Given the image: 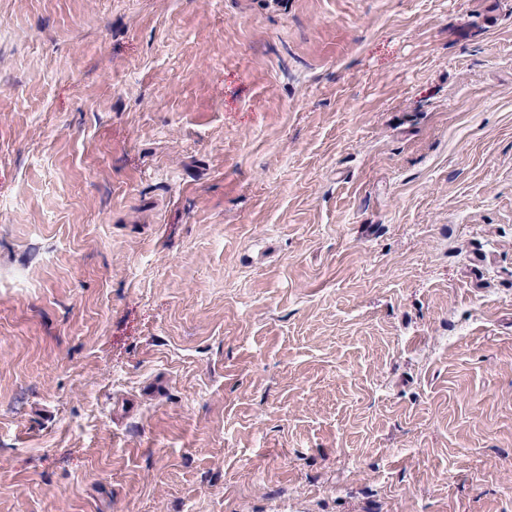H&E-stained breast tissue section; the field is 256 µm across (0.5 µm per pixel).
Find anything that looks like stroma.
<instances>
[{"label": "stroma", "instance_id": "35a3bbf8", "mask_svg": "<svg viewBox=\"0 0 512 512\" xmlns=\"http://www.w3.org/2000/svg\"><path fill=\"white\" fill-rule=\"evenodd\" d=\"M0 512H512V0H0Z\"/></svg>", "mask_w": 512, "mask_h": 512}]
</instances>
